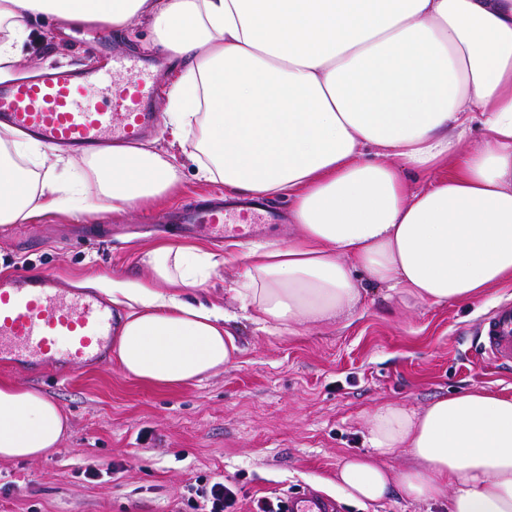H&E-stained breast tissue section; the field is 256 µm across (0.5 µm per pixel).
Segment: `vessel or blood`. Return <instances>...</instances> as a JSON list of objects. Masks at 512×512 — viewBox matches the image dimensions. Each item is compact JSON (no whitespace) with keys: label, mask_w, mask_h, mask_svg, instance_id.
Wrapping results in <instances>:
<instances>
[{"label":"vessel or blood","mask_w":512,"mask_h":512,"mask_svg":"<svg viewBox=\"0 0 512 512\" xmlns=\"http://www.w3.org/2000/svg\"><path fill=\"white\" fill-rule=\"evenodd\" d=\"M158 74L139 71L125 55L112 57V74L52 73L34 82L0 86V123L24 130L51 147L97 150L130 143L156 124L148 103ZM242 207L227 219L223 207L187 210L181 215L189 236L256 235L261 223H276ZM112 309L97 297L60 287L55 275L27 270L0 279V359L39 369L56 361L84 366L98 360L112 339ZM478 356L512 369V304L497 307L478 327ZM282 512H335L336 503L312 489L288 492Z\"/></svg>","instance_id":"1"}]
</instances>
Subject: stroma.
<instances>
[{
    "mask_svg": "<svg viewBox=\"0 0 512 512\" xmlns=\"http://www.w3.org/2000/svg\"><path fill=\"white\" fill-rule=\"evenodd\" d=\"M31 27L17 65L27 78L108 72L116 53L152 71L170 64L149 50L154 33L136 21L120 32L45 17ZM169 89L159 85L150 100L157 126L149 141L175 155L179 183L151 205L116 211L94 196L92 211L1 227L0 276L46 270L72 289L89 279L144 275L142 251L160 241L180 244L177 213L224 187L197 179L195 141L171 145ZM194 243L228 256L197 295L235 316L239 357L177 388L124 376L109 352L74 369L0 361V380L39 389L69 418L54 453L0 459V512H182L190 485L218 475L237 488L235 512L301 487L335 500L339 512H448L447 503H415L397 492L376 505L351 503L329 481L343 459L368 452L366 417L379 406L418 409L475 387L512 395V371L477 360L470 349L477 323L512 303V288L444 306L406 304L372 288L354 318L280 334L262 330L231 290L248 243L204 235Z\"/></svg>",
    "mask_w": 512,
    "mask_h": 512,
    "instance_id": "1",
    "label": "stroma"
}]
</instances>
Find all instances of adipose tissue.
<instances>
[{
  "label": "adipose tissue",
  "instance_id": "1",
  "mask_svg": "<svg viewBox=\"0 0 512 512\" xmlns=\"http://www.w3.org/2000/svg\"><path fill=\"white\" fill-rule=\"evenodd\" d=\"M142 19L176 63L167 125L200 134L199 178L229 194L284 198L300 233L251 246L234 291L277 332L355 314L366 285L403 302L445 305L512 286V0H0V79L28 22ZM480 129L482 145L460 153ZM451 162L422 190L408 174ZM71 158L0 128V224L162 196L174 165L146 146L89 164L95 183L60 180ZM225 257L159 243L142 278L106 285L122 307L112 354L129 378L165 387L202 380L240 354L231 318L187 298ZM366 455L336 469L355 503L392 491L448 512H512V396L471 388L421 410L392 404L367 417ZM68 430L39 390L0 381V457L37 459ZM406 450L400 471L384 456Z\"/></svg>",
  "mask_w": 512,
  "mask_h": 512
}]
</instances>
